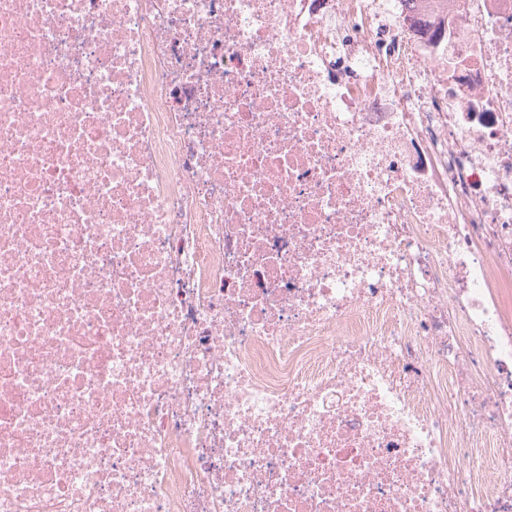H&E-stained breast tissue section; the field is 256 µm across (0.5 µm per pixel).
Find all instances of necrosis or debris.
Segmentation results:
<instances>
[{"mask_svg": "<svg viewBox=\"0 0 512 512\" xmlns=\"http://www.w3.org/2000/svg\"><path fill=\"white\" fill-rule=\"evenodd\" d=\"M0 512H512V0H0Z\"/></svg>", "mask_w": 512, "mask_h": 512, "instance_id": "necrosis-or-debris-1", "label": "necrosis or debris"}]
</instances>
